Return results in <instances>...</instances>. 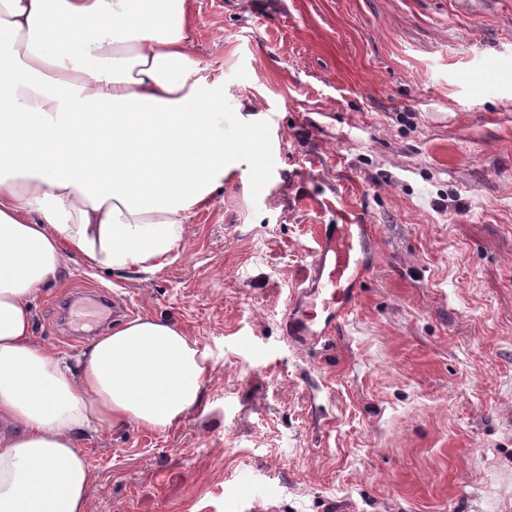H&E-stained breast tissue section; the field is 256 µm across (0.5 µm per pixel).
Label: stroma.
Here are the masks:
<instances>
[{
  "label": "stroma",
  "mask_w": 512,
  "mask_h": 512,
  "mask_svg": "<svg viewBox=\"0 0 512 512\" xmlns=\"http://www.w3.org/2000/svg\"><path fill=\"white\" fill-rule=\"evenodd\" d=\"M236 179L150 278L72 262L35 302L75 354L70 296L129 298L211 355L173 430L89 440L87 512H512V0H193ZM314 224H370L353 311L301 349L282 318ZM243 134L247 150L252 158V166L249 169V180L252 181L259 171H264L265 144L251 137L250 128H245Z\"/></svg>",
  "instance_id": "1"
}]
</instances>
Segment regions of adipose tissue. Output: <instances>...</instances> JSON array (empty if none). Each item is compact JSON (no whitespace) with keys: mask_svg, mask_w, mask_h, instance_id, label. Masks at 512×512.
I'll return each instance as SVG.
<instances>
[{"mask_svg":"<svg viewBox=\"0 0 512 512\" xmlns=\"http://www.w3.org/2000/svg\"><path fill=\"white\" fill-rule=\"evenodd\" d=\"M192 28L190 0H0V512H86L83 441L171 429L202 403L210 355L176 323L136 318L71 359L33 313L73 257L170 264L236 177Z\"/></svg>","mask_w":512,"mask_h":512,"instance_id":"obj_1","label":"adipose tissue"}]
</instances>
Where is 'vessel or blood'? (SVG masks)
<instances>
[{
  "mask_svg": "<svg viewBox=\"0 0 512 512\" xmlns=\"http://www.w3.org/2000/svg\"><path fill=\"white\" fill-rule=\"evenodd\" d=\"M376 248L370 225H317L306 285L291 299L283 319L290 342L312 348L333 332L354 307Z\"/></svg>",
  "mask_w": 512,
  "mask_h": 512,
  "instance_id": "1",
  "label": "vessel or blood"
}]
</instances>
